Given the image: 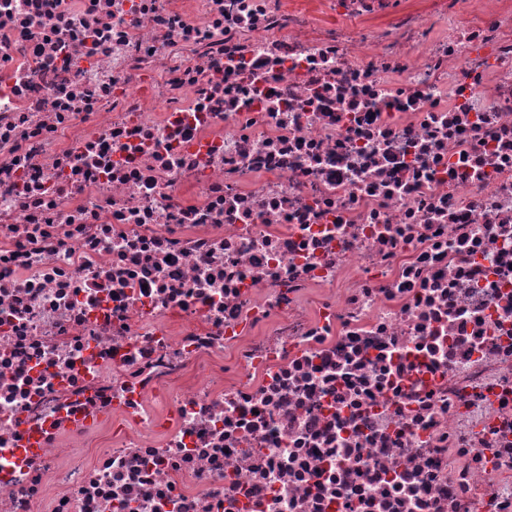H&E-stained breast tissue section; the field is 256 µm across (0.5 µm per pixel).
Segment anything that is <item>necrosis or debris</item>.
<instances>
[{"mask_svg": "<svg viewBox=\"0 0 512 512\" xmlns=\"http://www.w3.org/2000/svg\"><path fill=\"white\" fill-rule=\"evenodd\" d=\"M0 512H512V0H0Z\"/></svg>", "mask_w": 512, "mask_h": 512, "instance_id": "4bbe7bcc", "label": "necrosis or debris"}]
</instances>
